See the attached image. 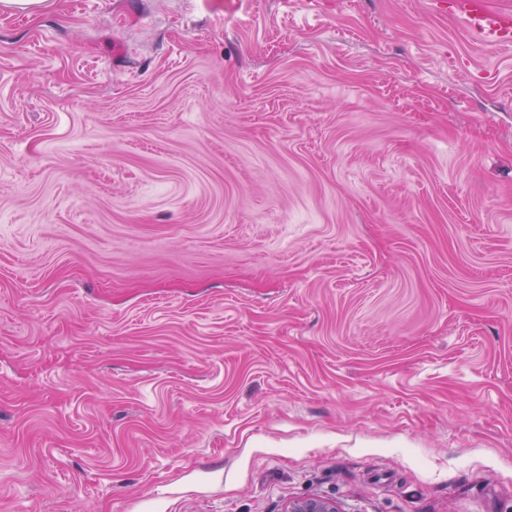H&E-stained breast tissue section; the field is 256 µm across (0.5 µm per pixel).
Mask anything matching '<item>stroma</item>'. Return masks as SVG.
I'll use <instances>...</instances> for the list:
<instances>
[{"label":"stroma","instance_id":"obj_1","mask_svg":"<svg viewBox=\"0 0 512 512\" xmlns=\"http://www.w3.org/2000/svg\"><path fill=\"white\" fill-rule=\"evenodd\" d=\"M512 512V48L440 0L0 9V512ZM284 512H340L336 502L324 498H307L290 503Z\"/></svg>","mask_w":512,"mask_h":512}]
</instances>
